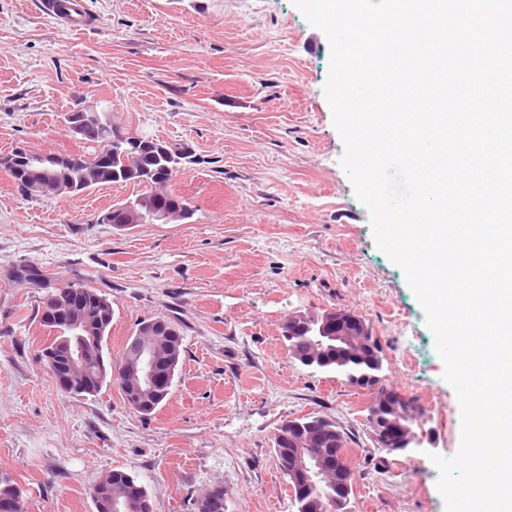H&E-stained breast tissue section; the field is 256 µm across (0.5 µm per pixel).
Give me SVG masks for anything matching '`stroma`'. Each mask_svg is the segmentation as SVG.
Wrapping results in <instances>:
<instances>
[{
	"mask_svg": "<svg viewBox=\"0 0 512 512\" xmlns=\"http://www.w3.org/2000/svg\"><path fill=\"white\" fill-rule=\"evenodd\" d=\"M97 25L67 31L43 0H0V154H86L65 113L91 108L129 134L188 149L169 182L193 213L119 231L100 219L136 185L25 197L0 170V472L24 512H95L93 483L133 474L157 512H296L274 451L308 414L346 435L350 512H444L431 454L455 455L460 409L422 308L372 237L340 164L323 93L329 47L292 0H87ZM82 283L112 302L119 360L144 319L178 318L184 356L164 406L143 416L118 388L65 395L40 359L45 289ZM362 317L383 349V385L418 404L431 453L390 454L368 422L371 391L294 362L295 311Z\"/></svg>",
	"mask_w": 512,
	"mask_h": 512,
	"instance_id": "1",
	"label": "stroma"
}]
</instances>
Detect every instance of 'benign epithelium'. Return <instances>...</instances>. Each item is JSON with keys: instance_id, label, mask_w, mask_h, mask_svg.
Segmentation results:
<instances>
[{"instance_id": "7a95c632", "label": "benign epithelium", "mask_w": 512, "mask_h": 512, "mask_svg": "<svg viewBox=\"0 0 512 512\" xmlns=\"http://www.w3.org/2000/svg\"><path fill=\"white\" fill-rule=\"evenodd\" d=\"M97 118L95 110L80 109L67 113L64 123L72 136L83 140L91 134ZM118 145L127 153L153 148L171 161L173 169L181 163L182 153H172L169 143L150 134L123 135ZM19 161L44 172L52 167L65 168L71 164V158L66 155H33L24 146L0 155V167L10 172L18 169ZM117 210L128 214L126 223L114 225L119 231L145 219L143 213L130 203L117 206ZM108 309L109 304L91 300L88 289L83 286L55 289L42 306L40 319L66 328L73 335V340L46 344L42 358L58 391L65 394L79 390L88 392L91 383L100 379L116 385L130 407L149 415L154 411L164 387L172 380L180 332L168 326L160 316L143 321L135 335L128 339L123 361L107 371L99 364L100 336L96 326L106 320ZM304 332L317 336L303 354L304 363L314 369H322L333 358L339 361L352 354L383 363L377 338L366 322L349 310L330 309L312 319L302 311L289 314L284 322L283 337L293 344L297 335ZM387 411H398L412 419L417 415V410L405 399L388 390L380 391L369 412L378 447L390 453L424 447V443L429 441L427 434H416L398 419L386 416ZM275 447L280 450L279 463L288 474L292 499L303 512H320L322 509L338 512V508L354 495L352 472L343 465L345 438L334 421L320 417L288 420L275 433ZM320 480L328 482L336 490V495L328 501H322L314 494V487ZM127 484V499L123 500V505L133 512H153L143 488L130 478Z\"/></svg>"}]
</instances>
